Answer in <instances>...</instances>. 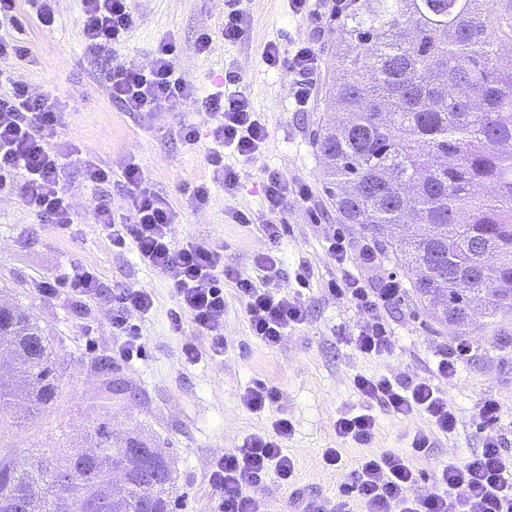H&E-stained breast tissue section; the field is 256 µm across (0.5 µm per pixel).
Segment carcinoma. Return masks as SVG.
<instances>
[{"label": "carcinoma", "instance_id": "cac0c4a2", "mask_svg": "<svg viewBox=\"0 0 512 512\" xmlns=\"http://www.w3.org/2000/svg\"><path fill=\"white\" fill-rule=\"evenodd\" d=\"M318 133L327 189L346 224L390 247L413 272L433 320L467 334L512 313V0H350ZM489 185L493 192H475ZM0 424L24 404L34 418L57 395L48 338L19 305L0 307ZM99 453L54 452L19 470L0 456V512H173L171 462L123 484L129 445L95 430Z\"/></svg>", "mask_w": 512, "mask_h": 512}]
</instances>
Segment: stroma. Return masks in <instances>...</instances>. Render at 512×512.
I'll return each instance as SVG.
<instances>
[{
  "label": "stroma",
  "mask_w": 512,
  "mask_h": 512,
  "mask_svg": "<svg viewBox=\"0 0 512 512\" xmlns=\"http://www.w3.org/2000/svg\"><path fill=\"white\" fill-rule=\"evenodd\" d=\"M346 2L330 0L327 7L296 16L287 0H246L243 34L239 41L227 43L221 36L224 0H133L135 26L114 57L94 61L84 50L81 0H58L57 20L49 29L35 23L28 0H19L20 27L15 34L29 44L32 56L7 68L31 93L52 94L65 104V120L53 143L69 155L65 190L75 231L61 232L32 213L18 193V178H7L0 187V298L29 307L60 364L56 401L35 420H11L0 430V445L13 460L89 445L94 426L107 419L114 436L136 437L170 452L174 512H212L207 474L213 458L285 417L295 428L286 443L295 462L294 476L286 485L268 480L261 495L269 512H296L299 503L336 498L365 451L408 453L412 434L429 427L423 417L405 420L381 411L370 448L340 443L336 420L342 412L361 409L353 379L364 374L432 382L457 415L453 434H434L427 452L413 457L418 480L410 496L441 492L436 480L440 466L481 452L488 439L500 443L512 468V314L464 337L434 322L410 286L411 272L398 264L386 238L368 237L358 226L342 223L324 185L315 135L327 120L323 99L333 78ZM205 31L213 42L202 54L196 40ZM169 36L180 46L173 65L186 82L210 91L222 86L225 71H236L239 90L249 96L267 127L262 156L239 164L240 182L233 192H225L213 179L208 138L190 148L178 136L180 125L201 122V115L186 106L129 112L108 92L113 61L147 65L160 40ZM270 42L285 53L303 43L317 55L319 69L306 107L294 103L296 74L264 62L262 50ZM87 158L112 169L108 191L96 190L84 179L81 162ZM130 162L144 169L154 192L179 212L173 228L176 241L192 239L214 248L226 266L244 273L253 272L255 260L269 248L262 231L270 219L263 191L268 173L276 172L290 187L307 188V201L289 202L278 218L283 226L278 255L285 272L307 269L305 285L288 283L289 293L306 308L305 324L287 333L278 347H265L251 335L243 305L228 285L224 356L210 357L208 340L197 335L192 324L173 331L169 316L177 299L168 280L133 253L113 249L96 222L100 205L117 212L125 209L120 171ZM203 182L210 187V198L198 208L190 193ZM331 235L342 240L350 256L347 268H339L326 252L325 239ZM369 247L375 251L370 261L364 256ZM74 267L97 273L101 286L95 297H79L67 283ZM346 269L371 289L390 278L401 286L399 296L380 310L394 336L387 355H364L349 343L362 323L360 311L330 291ZM49 285L55 288L50 295L45 292ZM121 288L146 290L155 301L151 314L138 323L145 354L133 362L113 356L112 320L122 312L115 294ZM189 336L203 354L192 363L182 354ZM460 344L467 345V356L459 358L454 374L439 377L437 361L455 353ZM103 357L112 361L118 391H108L97 372ZM256 379L280 393L261 417L241 402ZM487 398L501 406L493 424L476 412ZM336 447L342 453L340 464L323 467L322 449Z\"/></svg>",
  "instance_id": "1"
}]
</instances>
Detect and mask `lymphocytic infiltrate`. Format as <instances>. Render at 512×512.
Here are the masks:
<instances>
[{"instance_id": "lymphocytic-infiltrate-1", "label": "lymphocytic infiltrate", "mask_w": 512, "mask_h": 512, "mask_svg": "<svg viewBox=\"0 0 512 512\" xmlns=\"http://www.w3.org/2000/svg\"><path fill=\"white\" fill-rule=\"evenodd\" d=\"M82 32L91 55L111 52L120 46L134 27L136 18L131 0H82ZM179 46L175 39H161L148 66L133 67L113 63L109 73V93L127 111L152 112L162 106L192 103L211 123L209 162L215 179L225 190L239 184L231 158L251 161L261 153L267 130L249 97L236 90L239 77L234 71L224 74L225 90L196 94L177 76L172 60ZM265 62L285 67L297 74L294 101L307 105L312 95V76L318 59L309 46L299 45L284 55L276 43H267L262 52ZM7 90L0 91V183L20 175L19 190L24 204L56 229L70 231L73 208L63 181L67 162L54 151L50 141L64 118L62 107L48 96H32L25 84L9 79ZM121 178L128 193L125 211L108 206L97 210V221L108 231L114 248L134 250L141 263L161 272L171 284L178 307L171 315L174 329L191 321L196 331L209 340L212 355H223L224 286L232 284L244 311L252 336L268 347H276L288 331L306 321L303 303L277 288L281 268L276 252H268L255 263V274L223 266L217 250L193 241L175 243L172 229L179 214L148 185L142 168L131 163ZM339 294L356 302L364 323L350 339L351 346L365 355L388 354L394 341L381 322V305L399 293L395 280L370 291L360 279L345 275L336 286ZM116 298L124 313L112 323L118 332L115 354L131 362L142 358L145 344L138 326L127 324L126 314L146 318L154 307L150 292L122 289ZM354 388L364 401L358 412H345L336 420V435L344 442L369 446L377 426L375 408L399 418L426 415L430 430L416 431L410 442V455L386 451L362 457L352 471V480L334 500L333 512H351L360 502L365 512H512V470L508 469L496 440H486L480 453L460 464L442 465L437 481L443 493L412 498L408 489L417 473L410 457L426 452L431 432L444 435L455 431L457 417L439 388L428 381L404 385L389 377L357 375ZM293 431L287 418L273 422L268 433L246 437L240 448L216 457L207 481L213 492V512H264L258 495L269 477L288 482L294 462L286 453L285 441Z\"/></svg>"}]
</instances>
